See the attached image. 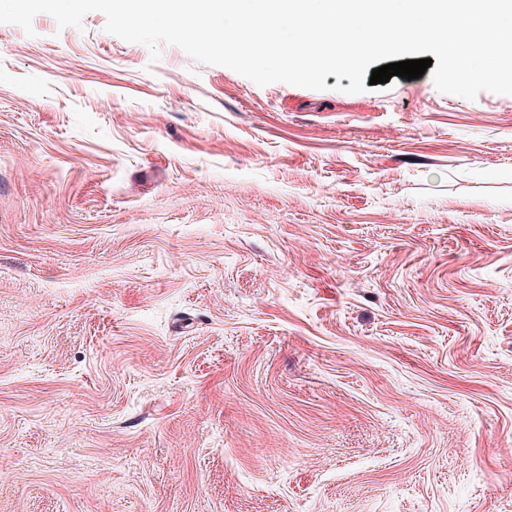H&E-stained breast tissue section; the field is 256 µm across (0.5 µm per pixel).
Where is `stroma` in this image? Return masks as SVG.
Wrapping results in <instances>:
<instances>
[{
	"label": "stroma",
	"mask_w": 512,
	"mask_h": 512,
	"mask_svg": "<svg viewBox=\"0 0 512 512\" xmlns=\"http://www.w3.org/2000/svg\"><path fill=\"white\" fill-rule=\"evenodd\" d=\"M105 23L0 24V512H512V95Z\"/></svg>",
	"instance_id": "obj_1"
}]
</instances>
